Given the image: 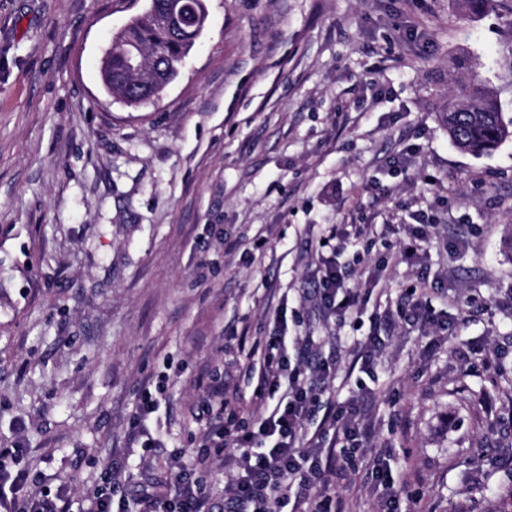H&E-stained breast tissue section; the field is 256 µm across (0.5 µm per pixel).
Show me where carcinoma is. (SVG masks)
Here are the masks:
<instances>
[{
  "mask_svg": "<svg viewBox=\"0 0 512 512\" xmlns=\"http://www.w3.org/2000/svg\"><path fill=\"white\" fill-rule=\"evenodd\" d=\"M168 0H149L145 12L117 32L101 59L106 91L128 105L151 104L179 75L185 58L203 32L201 27L173 28L163 16ZM139 54L142 65L130 67V55ZM440 118L448 138L460 151L480 157L512 139V118L500 112L493 92L473 80L463 95L448 98Z\"/></svg>",
  "mask_w": 512,
  "mask_h": 512,
  "instance_id": "cac0c4a2",
  "label": "carcinoma"
}]
</instances>
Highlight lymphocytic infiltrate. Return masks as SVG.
<instances>
[{
  "instance_id": "lymphocytic-infiltrate-1",
  "label": "lymphocytic infiltrate",
  "mask_w": 512,
  "mask_h": 512,
  "mask_svg": "<svg viewBox=\"0 0 512 512\" xmlns=\"http://www.w3.org/2000/svg\"><path fill=\"white\" fill-rule=\"evenodd\" d=\"M316 295L328 314H359L358 295L346 287L345 274L333 258L324 261ZM273 321L278 332L262 347L261 363H245L246 370L260 372L251 396L253 411L225 400L223 384L212 385L201 400V443L190 465L174 472L175 491L147 484L135 500L116 498L126 476L113 464L88 488L82 512H132L135 503L141 512H214L209 494L192 474L207 471L216 457L233 472L224 512H279L288 500L292 512H344L343 500L331 492L327 478H346L363 464L385 492L380 512H404L392 476L379 459L358 460L374 429L338 402L335 358L306 362L304 356L311 353L316 338L289 337L285 310H278ZM292 345L299 360L288 354ZM317 411L322 414L318 426L309 428L307 421ZM26 457L22 443L0 448V512H71L65 491H31Z\"/></svg>"
}]
</instances>
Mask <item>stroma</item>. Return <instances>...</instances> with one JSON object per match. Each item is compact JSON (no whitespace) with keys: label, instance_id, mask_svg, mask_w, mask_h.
Returning a JSON list of instances; mask_svg holds the SVG:
<instances>
[{"label":"stroma","instance_id":"1","mask_svg":"<svg viewBox=\"0 0 512 512\" xmlns=\"http://www.w3.org/2000/svg\"><path fill=\"white\" fill-rule=\"evenodd\" d=\"M206 4L178 79L132 108L101 58L147 0H0V446L23 441L35 487L76 500L112 461L169 482L201 441L200 376L243 405L257 384L225 330L264 338L284 307L289 335L346 363L379 336L349 391L414 512H500L512 140L462 153L439 110L475 78L512 116V0L470 17L453 0ZM328 224L368 228L336 254L356 323L313 293ZM418 280L439 325L387 330ZM149 382L165 386L159 464L141 473L130 421Z\"/></svg>","mask_w":512,"mask_h":512}]
</instances>
